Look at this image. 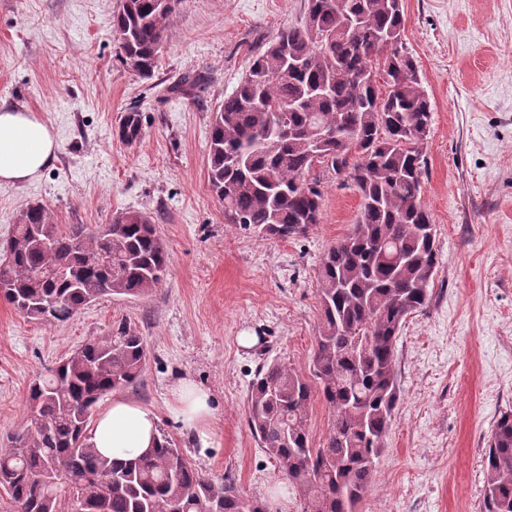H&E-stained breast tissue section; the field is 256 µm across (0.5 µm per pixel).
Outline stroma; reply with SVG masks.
<instances>
[{"label":"stroma","mask_w":512,"mask_h":512,"mask_svg":"<svg viewBox=\"0 0 512 512\" xmlns=\"http://www.w3.org/2000/svg\"><path fill=\"white\" fill-rule=\"evenodd\" d=\"M121 0H0V103L33 112L60 150L41 176L0 186V247L29 204L57 224L152 217L170 256L148 295L106 297L65 323L34 321L0 300V443L28 420L27 391L88 339L124 323L148 359L124 397L152 407L159 429L215 482L268 499L286 483L248 425V389L263 358L308 374L320 322L318 269L354 224L353 182L316 165L321 218L278 239L224 221L208 180L214 111L307 0H181L151 80L124 65L112 33ZM403 43L433 111L422 203L439 239L427 307L397 343L400 401L360 512H481L483 456L512 410V0H403ZM187 75L199 89H158ZM143 135L114 128L130 107ZM256 336L249 348L238 336ZM208 389L216 444L198 448L173 416L168 388Z\"/></svg>","instance_id":"obj_1"}]
</instances>
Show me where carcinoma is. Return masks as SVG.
I'll use <instances>...</instances> for the list:
<instances>
[{
	"instance_id": "1",
	"label": "carcinoma",
	"mask_w": 512,
	"mask_h": 512,
	"mask_svg": "<svg viewBox=\"0 0 512 512\" xmlns=\"http://www.w3.org/2000/svg\"><path fill=\"white\" fill-rule=\"evenodd\" d=\"M156 0H125L112 16L123 62L153 78L170 18ZM402 0H307L302 22L278 31L214 112L208 179L228 224L280 239L320 223L322 189L306 178L322 164L354 182L362 205L351 231L319 267L321 323L313 387L276 359L256 370L249 426L261 448L301 491L302 512H358L399 400L397 342L423 311L438 264V240L421 201L432 107L403 46ZM142 113L121 118L138 141ZM0 260V297L24 317L69 321L108 296L135 299L157 288L167 245L149 215L122 211L112 233L85 224L63 230L49 210L20 213ZM143 337L125 324L94 337L31 382L30 423L0 447V486L15 512H65L52 474L66 477L72 512H265L229 479L217 483L162 436L131 460L100 455L87 430L99 400L136 384ZM332 410L325 441L311 446L314 394ZM483 512H512V411L497 418L483 457Z\"/></svg>"
}]
</instances>
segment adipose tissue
I'll return each instance as SVG.
<instances>
[{"mask_svg":"<svg viewBox=\"0 0 512 512\" xmlns=\"http://www.w3.org/2000/svg\"><path fill=\"white\" fill-rule=\"evenodd\" d=\"M59 143L51 127L24 109L0 105V185L37 179L55 160ZM174 414L199 448L213 445L214 407L210 394L181 379L171 389ZM91 443L108 458L128 460L155 448L160 440L156 412L128 398L113 399L89 427Z\"/></svg>","mask_w":512,"mask_h":512,"instance_id":"obj_1","label":"adipose tissue"}]
</instances>
